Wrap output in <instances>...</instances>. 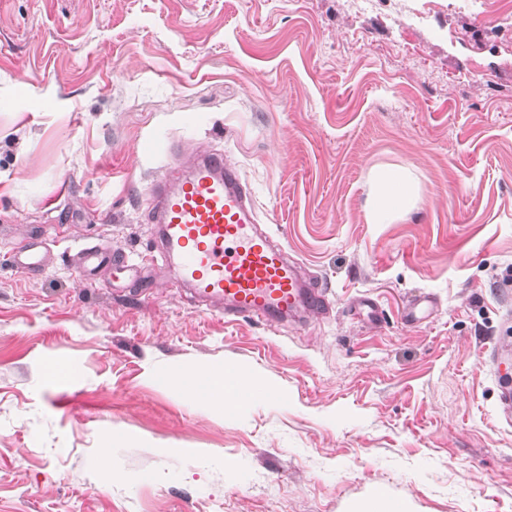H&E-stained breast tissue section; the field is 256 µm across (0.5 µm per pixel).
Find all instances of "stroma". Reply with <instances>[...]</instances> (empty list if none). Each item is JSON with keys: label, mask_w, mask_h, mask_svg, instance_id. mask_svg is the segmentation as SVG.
<instances>
[{"label": "stroma", "mask_w": 512, "mask_h": 512, "mask_svg": "<svg viewBox=\"0 0 512 512\" xmlns=\"http://www.w3.org/2000/svg\"><path fill=\"white\" fill-rule=\"evenodd\" d=\"M153 136L224 151L327 316L228 323L173 288ZM387 165L419 199L372 224ZM22 237L45 271L13 266ZM88 245L155 254V294L106 267L83 287ZM508 343L512 0H0V512H355L376 491L512 512ZM227 363L287 402L228 417L150 381Z\"/></svg>", "instance_id": "35a3bbf8"}]
</instances>
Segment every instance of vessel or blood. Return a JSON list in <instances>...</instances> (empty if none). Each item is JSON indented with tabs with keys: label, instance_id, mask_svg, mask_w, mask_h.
<instances>
[{
	"label": "vessel or blood",
	"instance_id": "b4317fda",
	"mask_svg": "<svg viewBox=\"0 0 512 512\" xmlns=\"http://www.w3.org/2000/svg\"><path fill=\"white\" fill-rule=\"evenodd\" d=\"M149 219L160 227L163 258L176 264V287L224 314L280 322L304 312L324 315L321 290L300 276L284 248L257 225L251 191L223 151L197 154L182 168L168 169L152 182ZM18 269L46 265L42 243L21 238L12 249Z\"/></svg>",
	"mask_w": 512,
	"mask_h": 512
}]
</instances>
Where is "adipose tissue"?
<instances>
[{
  "label": "adipose tissue",
  "instance_id": "1",
  "mask_svg": "<svg viewBox=\"0 0 512 512\" xmlns=\"http://www.w3.org/2000/svg\"><path fill=\"white\" fill-rule=\"evenodd\" d=\"M418 192L405 169L381 167L373 174V197L370 220L375 224H390L411 212ZM155 385L175 390L180 396L220 413L239 411L249 401L250 393L259 391L269 400H283L282 392L273 383L259 376L242 374L232 365L223 368H183L154 372Z\"/></svg>",
  "mask_w": 512,
  "mask_h": 512
}]
</instances>
